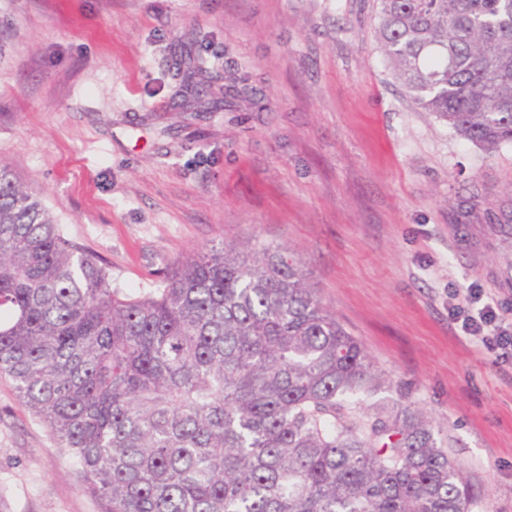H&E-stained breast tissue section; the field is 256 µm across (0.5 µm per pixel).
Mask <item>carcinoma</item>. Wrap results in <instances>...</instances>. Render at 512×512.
Returning a JSON list of instances; mask_svg holds the SVG:
<instances>
[{
  "mask_svg": "<svg viewBox=\"0 0 512 512\" xmlns=\"http://www.w3.org/2000/svg\"><path fill=\"white\" fill-rule=\"evenodd\" d=\"M378 2L412 103L512 143V0ZM0 374L102 512H469L421 413H361L385 380L280 250L202 249L127 292L2 165Z\"/></svg>",
  "mask_w": 512,
  "mask_h": 512,
  "instance_id": "obj_1",
  "label": "carcinoma"
}]
</instances>
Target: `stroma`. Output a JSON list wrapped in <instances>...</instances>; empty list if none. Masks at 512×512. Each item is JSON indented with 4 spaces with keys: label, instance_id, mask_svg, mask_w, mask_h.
I'll use <instances>...</instances> for the list:
<instances>
[{
    "label": "stroma",
    "instance_id": "1",
    "mask_svg": "<svg viewBox=\"0 0 512 512\" xmlns=\"http://www.w3.org/2000/svg\"><path fill=\"white\" fill-rule=\"evenodd\" d=\"M377 0H0V165L101 257L158 287L203 246L261 242L307 274L387 397L430 421L472 488L512 512V356L465 336L473 288L512 325V144L490 153L411 103ZM248 78L229 112H186ZM0 512H101L75 460L0 377Z\"/></svg>",
    "mask_w": 512,
    "mask_h": 512
}]
</instances>
